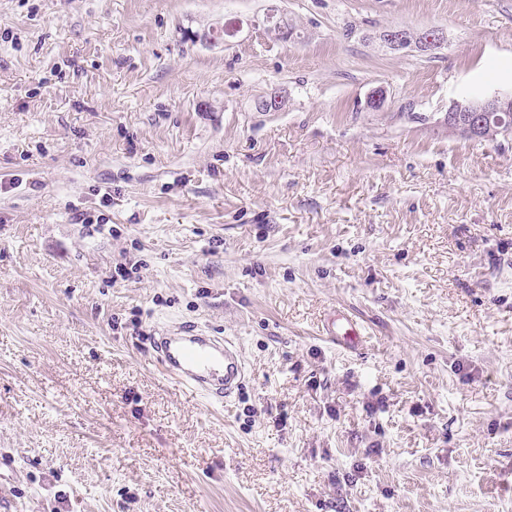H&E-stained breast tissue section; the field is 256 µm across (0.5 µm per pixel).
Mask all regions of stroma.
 Listing matches in <instances>:
<instances>
[{
  "label": "stroma",
  "mask_w": 512,
  "mask_h": 512,
  "mask_svg": "<svg viewBox=\"0 0 512 512\" xmlns=\"http://www.w3.org/2000/svg\"><path fill=\"white\" fill-rule=\"evenodd\" d=\"M494 91L512 0H0V512H512V137L444 121ZM409 31L401 27H391L381 35L384 45L390 50L413 48L421 54H428L440 49L447 41L445 31L438 27L426 29L410 38ZM325 336L348 351H357L363 345L365 336L360 323L346 310L334 311L324 325ZM149 340L158 368L211 404L224 405L243 385L241 355L222 337L181 329Z\"/></svg>",
  "instance_id": "stroma-1"
}]
</instances>
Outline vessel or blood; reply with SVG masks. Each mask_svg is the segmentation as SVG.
Returning <instances> with one entry per match:
<instances>
[{
  "label": "vessel or blood",
  "instance_id": "b4317fda",
  "mask_svg": "<svg viewBox=\"0 0 512 512\" xmlns=\"http://www.w3.org/2000/svg\"><path fill=\"white\" fill-rule=\"evenodd\" d=\"M324 331L330 341L348 351L359 350L365 339L360 323L345 310L334 311ZM150 344L164 374L212 404H223L243 385L241 355L221 337L188 329L165 330L151 336Z\"/></svg>",
  "mask_w": 512,
  "mask_h": 512
}]
</instances>
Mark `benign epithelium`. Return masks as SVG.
Listing matches in <instances>:
<instances>
[{
	"mask_svg": "<svg viewBox=\"0 0 512 512\" xmlns=\"http://www.w3.org/2000/svg\"><path fill=\"white\" fill-rule=\"evenodd\" d=\"M384 45L390 50L412 48L421 54L440 49L447 41L445 31L429 28L417 36L409 37V31L391 27L381 35ZM475 106L459 107L461 100L454 99L448 106V126L474 141L495 140L512 135V94H481L473 98Z\"/></svg>",
	"mask_w": 512,
	"mask_h": 512,
	"instance_id": "1",
	"label": "benign epithelium"
}]
</instances>
